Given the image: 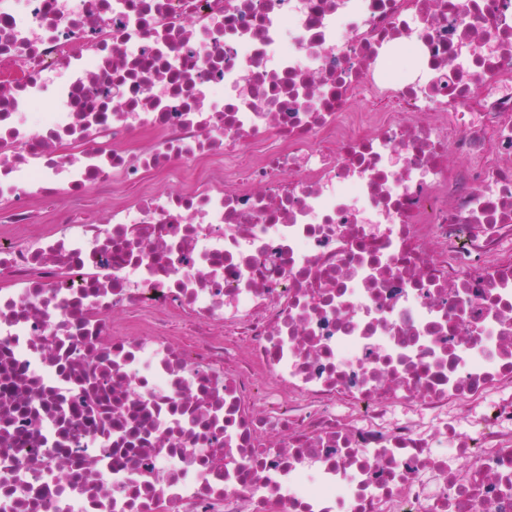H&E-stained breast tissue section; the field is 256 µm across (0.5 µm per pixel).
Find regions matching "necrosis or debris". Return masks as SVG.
Instances as JSON below:
<instances>
[{
    "instance_id": "4bbe7bcc",
    "label": "necrosis or debris",
    "mask_w": 512,
    "mask_h": 512,
    "mask_svg": "<svg viewBox=\"0 0 512 512\" xmlns=\"http://www.w3.org/2000/svg\"><path fill=\"white\" fill-rule=\"evenodd\" d=\"M0 512H512V0H0Z\"/></svg>"
}]
</instances>
